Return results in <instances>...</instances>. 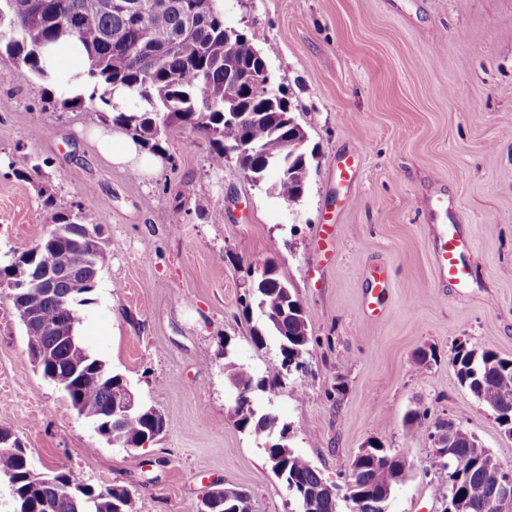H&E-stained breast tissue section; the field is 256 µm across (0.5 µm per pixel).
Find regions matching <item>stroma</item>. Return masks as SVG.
<instances>
[{
    "mask_svg": "<svg viewBox=\"0 0 512 512\" xmlns=\"http://www.w3.org/2000/svg\"><path fill=\"white\" fill-rule=\"evenodd\" d=\"M224 23L270 49L272 81L317 152L298 203L234 158L214 168L209 141L182 128L155 174L131 177L89 136L101 113L44 111L47 83L17 82L0 58V256L50 232L52 210L91 209L112 256L78 308L81 340L167 419L145 447L109 444L34 368L0 287V427L37 471L125 486L136 512H186L215 481L247 490L254 512H292L269 438L236 426L224 375L230 361L259 378L280 365L275 337L253 343L261 316L242 303L251 268L270 261L311 343L276 393L253 390L254 408L332 482L366 441L400 453L390 512H443L431 441L406 433L408 410L453 420L512 466V440L448 364L461 342L512 358V0H224ZM355 152L351 179L337 178L336 156ZM36 163L41 178L26 179ZM324 224L336 233L323 249ZM450 224L470 242L464 288L434 263ZM377 269L389 286L371 312Z\"/></svg>",
    "mask_w": 512,
    "mask_h": 512,
    "instance_id": "1",
    "label": "stroma"
}]
</instances>
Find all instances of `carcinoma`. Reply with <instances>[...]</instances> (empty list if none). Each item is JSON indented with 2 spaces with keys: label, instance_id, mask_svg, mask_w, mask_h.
<instances>
[{
  "label": "carcinoma",
  "instance_id": "obj_1",
  "mask_svg": "<svg viewBox=\"0 0 512 512\" xmlns=\"http://www.w3.org/2000/svg\"><path fill=\"white\" fill-rule=\"evenodd\" d=\"M134 2L138 11L130 15L98 11L94 0H0V56L6 54L15 61L19 82L39 79L48 83L50 77L41 66L44 50L51 44L77 40L87 54L91 91L69 97L51 91L44 111L94 107L105 114L106 121L152 149L159 148L171 128H187L213 145L211 163L215 168L224 165V146L241 144L247 147V153L236 156V161L252 182L268 185L274 195L290 204L299 202L316 154L306 145L282 153L285 141L293 140L301 131L293 125L295 117L288 98L282 91L274 96L261 82L247 96L242 85L228 77L231 68L259 75L273 48L262 51L243 34L235 56L224 57L227 26L214 0H195L197 14L188 32L179 8L182 0ZM117 93L137 98L144 106L111 112L107 106ZM53 223V232L60 233L58 242L49 241L46 235L0 264V279L23 284L35 292L39 285L32 279L33 268L55 266L60 261L61 246H68L72 275L59 288L71 293V301L64 308L56 304L42 306L41 325L25 329L29 344L54 342L49 328L70 318L87 302L97 275L110 259L105 240L92 251L76 246L86 228L97 224L91 210L79 207L75 213H56ZM253 297L264 317L262 327L252 330L253 342L261 345L265 336L277 337L281 364L292 362L295 370H303L310 336L304 306L294 289L278 277L273 266L270 276L257 284ZM58 357L62 367L57 383L70 390L69 398L97 424L111 423L116 445L137 449L163 432L166 418L152 407L130 416H110L111 395L123 378L101 360L61 347ZM448 362L460 385L494 414L504 431L512 433V359L459 343ZM73 367L95 369L103 379L96 383L82 381L71 371ZM225 376L230 384L270 393L280 386V373L257 380L249 369L235 363L225 368ZM234 416L243 430L249 427L269 436L278 434L277 441L266 448L267 460L287 486L294 512H342L343 506L347 512H380L372 506L374 495L392 497L405 478L402 458L379 445L366 458L355 455L350 464L349 483L355 484L352 495H337L330 492V483L319 469L285 443L283 436L288 427L279 425L278 418L270 413L258 414L250 395L235 399ZM426 417L427 413L418 409L408 411L404 420L407 433L430 430L424 424ZM435 428L454 429L452 450L458 459L456 467L439 466L448 476L445 512H512V499L503 502L490 498L491 486L512 468L500 464L475 436L455 427L454 421L438 422ZM2 478L19 500L28 494L37 502L43 498L57 500L55 512H135L131 493L122 485H97L76 499H59L56 483L79 487L83 480L64 466L42 475L32 465H23L16 453L0 452ZM211 512H252L251 497L238 490L227 502L220 494Z\"/></svg>",
  "mask_w": 512,
  "mask_h": 512
}]
</instances>
